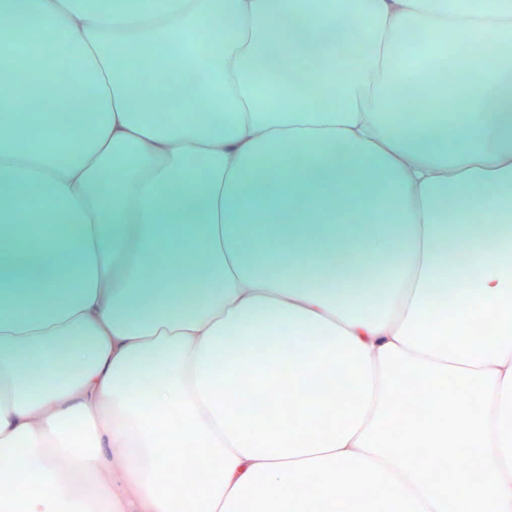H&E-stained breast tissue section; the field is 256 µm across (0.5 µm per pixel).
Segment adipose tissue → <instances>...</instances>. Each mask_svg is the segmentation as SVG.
I'll use <instances>...</instances> for the list:
<instances>
[{
	"mask_svg": "<svg viewBox=\"0 0 512 512\" xmlns=\"http://www.w3.org/2000/svg\"><path fill=\"white\" fill-rule=\"evenodd\" d=\"M0 23L36 35L0 48V123L43 141L0 142V235L32 192L84 226L0 253V512H160L113 399L144 411L184 372L230 383L347 332L376 350L395 303L512 280V62L471 53L440 83L416 58L459 31L512 45V0H0ZM406 87L461 107L405 112ZM77 101L89 126L59 119ZM253 198L279 223L248 250ZM354 207L367 235L336 221Z\"/></svg>",
	"mask_w": 512,
	"mask_h": 512,
	"instance_id": "adipose-tissue-1",
	"label": "adipose tissue"
}]
</instances>
